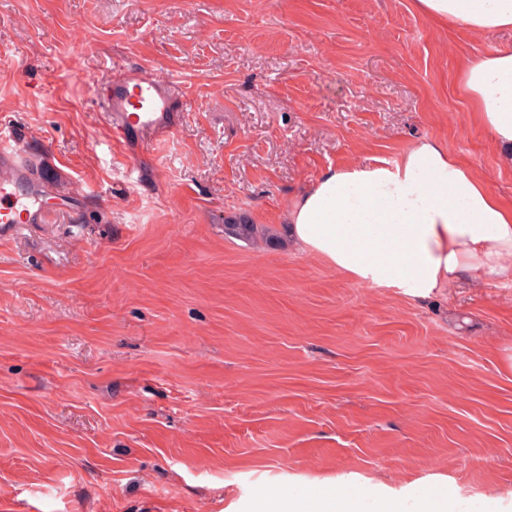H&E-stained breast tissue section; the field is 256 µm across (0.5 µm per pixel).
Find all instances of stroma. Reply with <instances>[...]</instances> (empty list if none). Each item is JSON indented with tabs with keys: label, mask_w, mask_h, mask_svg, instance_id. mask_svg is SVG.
I'll return each instance as SVG.
<instances>
[{
	"label": "stroma",
	"mask_w": 512,
	"mask_h": 512,
	"mask_svg": "<svg viewBox=\"0 0 512 512\" xmlns=\"http://www.w3.org/2000/svg\"><path fill=\"white\" fill-rule=\"evenodd\" d=\"M507 43L413 0H0V129L67 194L0 244L11 512H257L339 487L512 512V287L415 301L285 224L328 168L422 138L512 205L458 88ZM114 64L186 103L132 162L98 118ZM239 215L269 238L226 233Z\"/></svg>",
	"instance_id": "stroma-1"
}]
</instances>
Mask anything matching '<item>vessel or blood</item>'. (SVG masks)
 I'll list each match as a JSON object with an SVG mask.
<instances>
[{
  "mask_svg": "<svg viewBox=\"0 0 512 512\" xmlns=\"http://www.w3.org/2000/svg\"><path fill=\"white\" fill-rule=\"evenodd\" d=\"M100 117L115 145L147 149L177 130L184 102L176 81L123 67L97 84ZM47 191L36 183L28 145H0V241L13 239L26 224L43 223Z\"/></svg>",
  "mask_w": 512,
  "mask_h": 512,
  "instance_id": "b4317fda",
  "label": "vessel or blood"
}]
</instances>
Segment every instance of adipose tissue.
<instances>
[{
	"instance_id": "adipose-tissue-1",
	"label": "adipose tissue",
	"mask_w": 512,
	"mask_h": 512,
	"mask_svg": "<svg viewBox=\"0 0 512 512\" xmlns=\"http://www.w3.org/2000/svg\"><path fill=\"white\" fill-rule=\"evenodd\" d=\"M438 24L482 35L512 29V0H415ZM462 90L478 121L512 163V44L470 59ZM302 253L349 280L426 300L464 281L512 282V207L445 144L422 139L396 159L328 168L288 211ZM262 512H448L421 496L412 507L370 494H288Z\"/></svg>"
}]
</instances>
